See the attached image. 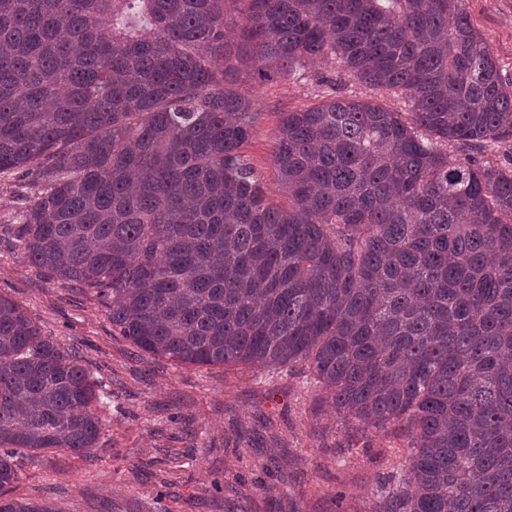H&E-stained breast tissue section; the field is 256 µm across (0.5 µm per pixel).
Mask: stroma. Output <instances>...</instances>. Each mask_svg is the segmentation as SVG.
Listing matches in <instances>:
<instances>
[{"instance_id": "stroma-1", "label": "stroma", "mask_w": 512, "mask_h": 512, "mask_svg": "<svg viewBox=\"0 0 512 512\" xmlns=\"http://www.w3.org/2000/svg\"><path fill=\"white\" fill-rule=\"evenodd\" d=\"M464 7L512 83V0ZM241 88L260 111L243 152L276 202L270 154L282 113L328 90L405 109L331 63L312 64L299 82L246 78ZM24 186L0 180V294L19 302L43 335L79 352L103 404L90 453L20 450L12 498L55 512H383L384 492L410 456L406 433L340 418L299 366L182 365L136 351L95 295L48 279L23 258L9 225Z\"/></svg>"}]
</instances>
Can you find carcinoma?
Here are the masks:
<instances>
[{
  "label": "carcinoma",
  "instance_id": "obj_1",
  "mask_svg": "<svg viewBox=\"0 0 512 512\" xmlns=\"http://www.w3.org/2000/svg\"><path fill=\"white\" fill-rule=\"evenodd\" d=\"M0 0V178L22 255L197 366L297 364L415 448L386 512H512V86L463 0ZM333 61L409 107L282 114L270 201L240 75ZM78 357L0 295V491L15 453L101 433ZM0 512H54L0 497ZM504 153H506L505 150H500V152L496 153V156L494 157L493 155H491V153L487 155V152H482L475 146L463 145L460 143H455L454 145L448 147V155L450 156V158L452 160L459 161H464L467 158H472L478 160L479 162H484L486 160H489V158H493L494 162H500L503 161L502 155Z\"/></svg>",
  "mask_w": 512,
  "mask_h": 512
}]
</instances>
